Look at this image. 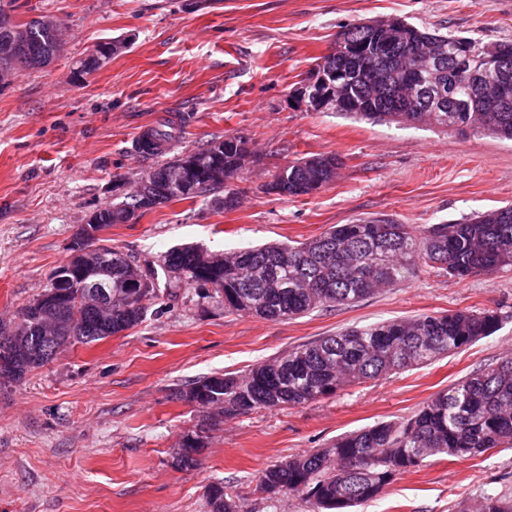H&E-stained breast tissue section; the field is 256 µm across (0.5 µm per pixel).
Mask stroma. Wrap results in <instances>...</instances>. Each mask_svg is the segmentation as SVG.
I'll list each match as a JSON object with an SVG mask.
<instances>
[{"label": "stroma", "instance_id": "stroma-1", "mask_svg": "<svg viewBox=\"0 0 512 512\" xmlns=\"http://www.w3.org/2000/svg\"><path fill=\"white\" fill-rule=\"evenodd\" d=\"M50 16L63 50L49 65L0 76V321L49 286L101 207L164 155L136 148L147 128L180 126L170 152L247 138L256 155L241 204L172 201L102 234L140 262L171 248L222 252L302 242L336 224L386 216L415 229L512 205V142L341 118L300 107L297 88L336 36L399 17L483 43L512 41V0H14L16 22ZM118 42L79 74L96 45ZM333 154L335 181L308 196L268 194L276 166ZM498 311L491 336L430 364L297 407L208 424L185 385L253 365L347 328L423 313ZM512 356V268L458 281L426 268L356 304L264 320L185 285L145 320L78 344L22 380H0V512H207L206 490L233 485L239 512H309L295 493L257 491L261 470L344 433L405 418L469 373ZM204 430L195 467L173 456ZM512 494V448L432 457L358 512H454L484 492Z\"/></svg>", "mask_w": 512, "mask_h": 512}]
</instances>
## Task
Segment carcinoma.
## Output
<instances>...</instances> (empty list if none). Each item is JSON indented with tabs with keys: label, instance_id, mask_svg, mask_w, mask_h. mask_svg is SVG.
<instances>
[{
	"label": "carcinoma",
	"instance_id": "cac0c4a2",
	"mask_svg": "<svg viewBox=\"0 0 512 512\" xmlns=\"http://www.w3.org/2000/svg\"><path fill=\"white\" fill-rule=\"evenodd\" d=\"M354 26L345 31L360 47L352 64L351 82L342 89L343 105L333 113L374 122L435 127L481 133L512 141V42L488 45L502 59L501 86L492 87L489 101L471 97L458 73L469 58L488 47L465 37L421 30L404 20L383 28ZM17 45L18 53L0 56V71L20 65L41 68L61 52L56 21L48 16L17 23L0 4V42ZM104 43L81 62L80 72L99 68L107 55ZM421 49L439 59L425 69L413 52ZM433 87L454 85L455 112H434L412 101L408 82ZM174 138L165 126L147 129L138 151L161 154ZM254 157L243 136H226L178 154L144 174L123 200L97 210L95 224H134L145 212L171 201L211 199L219 209L233 210L246 161ZM340 161L334 155L296 158L277 168L266 192L298 196L305 185L321 190L335 179ZM436 269L458 280L512 268V206L449 224H431L416 234L408 224L388 217L336 224L305 242L265 244L224 253L197 246L168 252L159 266L148 268L153 288L140 305L124 303L141 266L107 245L89 254L84 268L66 263L51 284L68 292L62 314L49 319L43 297L21 308L14 327L0 325L8 337L13 372L19 381L39 362L35 355L63 344L91 345L141 323L148 302L159 293V274L224 298V309L265 320L292 319L318 308L357 303L384 288L409 281L423 268ZM109 284L112 302L97 305L95 288ZM501 317L494 310H461L448 314H419L360 328H350L298 346L287 354L254 365L241 376L215 375L196 380L180 397H204L206 408L233 419L256 409L299 406L319 401L369 380L423 366L492 335ZM203 436H184L174 460L180 468L196 464ZM512 447V357L475 371L435 394L411 416L344 434L328 448L295 456L261 471L257 489L276 495L296 492L312 512H351L386 493L397 476L422 465L429 457H475L493 448ZM209 512H238L230 486L216 481L207 489ZM458 512H512V497L485 493L478 506L462 501Z\"/></svg>",
	"mask_w": 512,
	"mask_h": 512
}]
</instances>
